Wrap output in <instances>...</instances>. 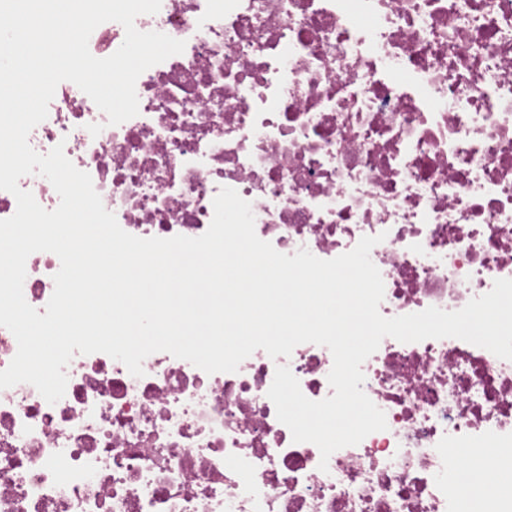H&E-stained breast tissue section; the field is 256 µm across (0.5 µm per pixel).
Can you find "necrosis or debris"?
<instances>
[{
  "mask_svg": "<svg viewBox=\"0 0 512 512\" xmlns=\"http://www.w3.org/2000/svg\"><path fill=\"white\" fill-rule=\"evenodd\" d=\"M135 26L185 43L138 78V115L109 124L65 81L28 136L63 145L124 231L200 236L230 187L283 254L382 235L386 317L512 278V0H161ZM60 266L28 257L35 309ZM282 364L307 398L332 396L333 356L312 343L214 374L77 353L57 403L0 389V512H467L453 473L488 451L486 485L512 482V360L384 338L362 370L387 428L324 471L267 396Z\"/></svg>",
  "mask_w": 512,
  "mask_h": 512,
  "instance_id": "obj_1",
  "label": "necrosis or debris"
}]
</instances>
